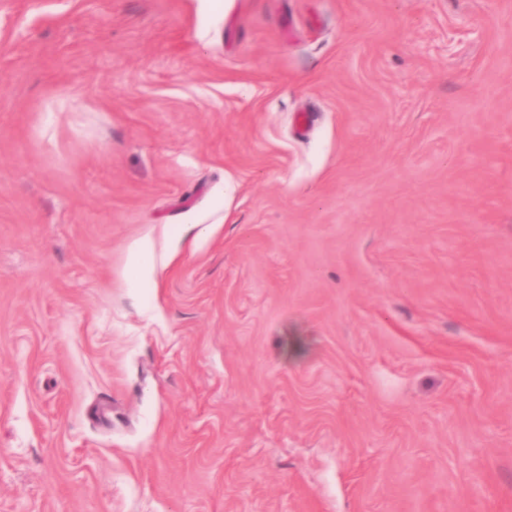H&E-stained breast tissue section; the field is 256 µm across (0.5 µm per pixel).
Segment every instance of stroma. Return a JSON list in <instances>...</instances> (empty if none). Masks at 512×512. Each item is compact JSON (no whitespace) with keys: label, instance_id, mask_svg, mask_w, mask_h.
Here are the masks:
<instances>
[{"label":"stroma","instance_id":"stroma-1","mask_svg":"<svg viewBox=\"0 0 512 512\" xmlns=\"http://www.w3.org/2000/svg\"><path fill=\"white\" fill-rule=\"evenodd\" d=\"M0 512H512V0H0ZM156 250L155 240L145 236L135 241L129 251V263L135 269L139 278H151L154 267L145 262V258L152 256Z\"/></svg>","mask_w":512,"mask_h":512}]
</instances>
